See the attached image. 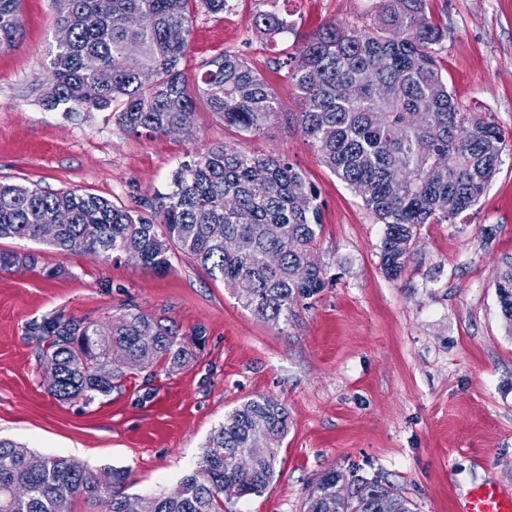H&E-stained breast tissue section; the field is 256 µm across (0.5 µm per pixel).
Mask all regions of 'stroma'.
I'll use <instances>...</instances> for the list:
<instances>
[{"label":"stroma","mask_w":512,"mask_h":512,"mask_svg":"<svg viewBox=\"0 0 512 512\" xmlns=\"http://www.w3.org/2000/svg\"><path fill=\"white\" fill-rule=\"evenodd\" d=\"M59 9V0H21L24 36L0 50V180L132 208L166 190L202 148L272 150L319 192L316 255L329 284L274 325L179 256L159 275L1 239L0 249L35 253L37 266L0 271V436L93 471L127 469L132 493L144 495L191 473L226 413L270 395L289 413L276 474L261 493L225 500L224 512H304L331 469L388 481L417 512H460L462 495L487 480L512 492V324L497 294L512 265V147L478 203L454 222L422 225L406 272L389 279L380 269L383 224L291 120L297 91L274 62L325 23L375 28L378 0H227L221 13L193 12L185 73L224 50L244 54L283 110L259 136L225 128L202 100L190 133L151 138L122 132L108 112L46 110ZM260 10L291 24L276 51L250 27ZM427 14L442 32L435 50L452 98L512 144V0H430ZM46 268L57 276L44 277ZM129 303L184 333L201 330L195 361L157 368L149 382L127 376L87 406L54 399L27 325L56 313L102 323Z\"/></svg>","instance_id":"1"}]
</instances>
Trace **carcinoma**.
I'll return each mask as SVG.
<instances>
[{"label": "carcinoma", "instance_id": "cac0c4a2", "mask_svg": "<svg viewBox=\"0 0 512 512\" xmlns=\"http://www.w3.org/2000/svg\"><path fill=\"white\" fill-rule=\"evenodd\" d=\"M20 2L0 0V49L23 36ZM428 2L380 0L383 26L361 31L328 23L277 61L297 90L295 121L311 147L385 225L380 265L390 279L405 273L418 227L448 222L478 202L507 148L495 123L460 111L451 97L434 49L442 33L427 16ZM225 5L62 0L56 27L67 29L68 38L56 43L43 105L108 111L123 132L152 136L191 126L201 98L225 126L262 132L281 114L280 101L245 57L218 53L194 75L192 91L181 69L193 10L217 14ZM251 27L274 43L288 31V19L259 11ZM88 57L112 73L109 82L86 68ZM144 71L153 74L151 82L141 81ZM346 84L354 89L348 98L341 94ZM437 160L446 164L441 175L431 172ZM146 207L150 218L93 193L1 182L0 239L115 260L132 253L157 273L168 272L178 252L222 281L254 316L275 325L288 321L297 300L327 285L316 258L318 192L279 154L214 144L184 162L167 191L154 193ZM50 214L58 224L47 239L41 225ZM229 239L248 241L249 251H229ZM270 253L279 256L275 268L266 264ZM35 263L30 253L0 249L1 271ZM497 292L501 313L512 323V268ZM98 327L61 313L28 325L37 364L55 368L48 391L56 400L90 404L134 372L182 369L203 340L135 307L112 317L104 333ZM288 420V409L274 397L246 400L212 429L195 471L168 491L141 497V512H224L228 483L243 496L261 492L275 476ZM338 482L353 488L350 498H336ZM127 483L123 470L93 474L66 456L41 455L0 438V512H71L76 497L101 512H123ZM305 512H412V503L388 482L331 470L312 487Z\"/></svg>", "mask_w": 512, "mask_h": 512}]
</instances>
